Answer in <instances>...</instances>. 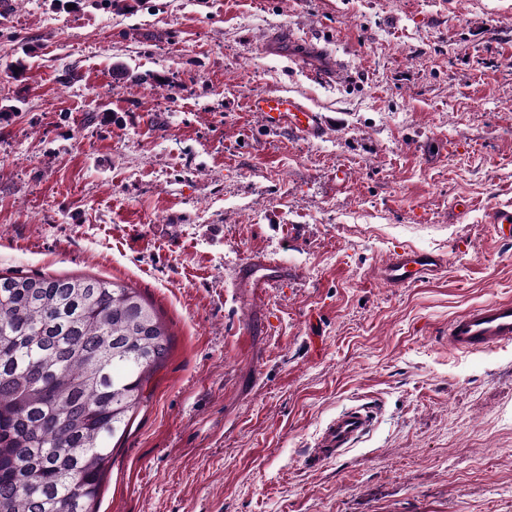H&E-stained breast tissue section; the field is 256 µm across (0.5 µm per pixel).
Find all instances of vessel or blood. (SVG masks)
<instances>
[{
    "instance_id": "b4317fda",
    "label": "vessel or blood",
    "mask_w": 512,
    "mask_h": 512,
    "mask_svg": "<svg viewBox=\"0 0 512 512\" xmlns=\"http://www.w3.org/2000/svg\"><path fill=\"white\" fill-rule=\"evenodd\" d=\"M251 111L257 112L267 132L288 129L308 139L321 138L327 122L297 96L266 92L253 97ZM490 222L498 237L512 238V206L491 210ZM447 265L444 255L403 248L389 255L378 266L377 279L391 288H401L442 272ZM295 270L275 259L253 255L236 265V287L251 292L254 299L266 297L272 290L294 279ZM512 342V301L493 300L472 307L448 324L449 347L463 352L483 351ZM370 416L365 409L349 408L338 413L324 428L318 445L322 456H339L352 448L367 432Z\"/></svg>"
}]
</instances>
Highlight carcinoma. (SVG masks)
<instances>
[{
    "mask_svg": "<svg viewBox=\"0 0 512 512\" xmlns=\"http://www.w3.org/2000/svg\"><path fill=\"white\" fill-rule=\"evenodd\" d=\"M170 347L128 286L0 273V512H96L112 443Z\"/></svg>",
    "mask_w": 512,
    "mask_h": 512,
    "instance_id": "cac0c4a2",
    "label": "carcinoma"
}]
</instances>
